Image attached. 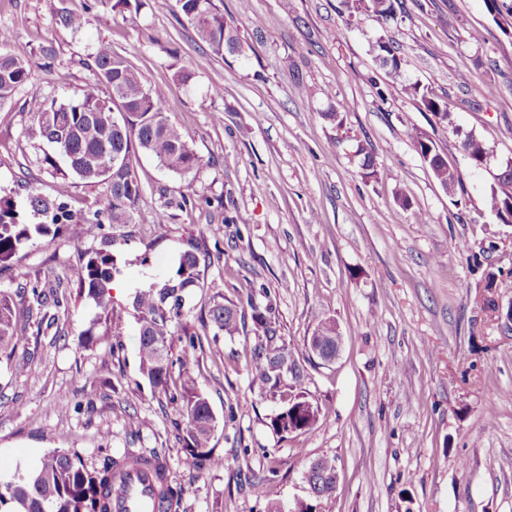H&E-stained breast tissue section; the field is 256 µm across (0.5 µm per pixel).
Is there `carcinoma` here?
I'll return each mask as SVG.
<instances>
[{"label": "carcinoma", "mask_w": 512, "mask_h": 512, "mask_svg": "<svg viewBox=\"0 0 512 512\" xmlns=\"http://www.w3.org/2000/svg\"><path fill=\"white\" fill-rule=\"evenodd\" d=\"M181 10L206 44L207 55L224 56L244 52L233 22L224 16L213 0H178ZM350 15L366 14L386 25L397 17L398 0H342ZM62 26L81 30L91 24L83 13L64 11L59 16ZM370 52L385 74L394 83L404 86L420 106L442 122L450 121L448 104L431 88L405 79L404 61L393 42L378 38L371 42ZM93 63L97 81L86 85L75 100L36 99L31 107V119L25 134L45 143L43 163L58 175L56 196L44 197L36 188L28 189L24 202L11 196L0 197V268L9 266L16 255L42 237L67 234L79 242L98 236L104 224H130L141 195V185L132 165V158L141 151L152 156L164 169L184 174L200 164V157L189 138L170 118L160 95L146 87L140 73L129 60L112 51L107 43L98 45ZM31 62L0 52V107L12 100L15 92L31 78ZM111 90L104 98L101 87ZM407 136L434 177L450 195L461 186L457 167L448 164L437 152L431 137L417 127ZM461 150L474 168H479L487 144L472 134L464 136ZM361 156V174L365 178L377 175V162L366 146L357 147ZM86 183L104 182L106 193L98 200L93 217L77 219L70 208L72 178ZM487 208L503 224H512V171L502 174L489 187L485 197ZM77 296L92 303L95 314L81 335L83 347L101 345L112 353L110 337L116 335L122 318L114 312L112 288L116 272L112 251L99 249L78 256L71 268ZM34 284L30 292L40 304L52 301L61 307L68 303L58 296L56 288ZM207 284L201 273V256L192 245L179 256L174 275L151 283L137 291L130 307L139 324L140 369L158 392L176 403L185 419L182 442L194 462L206 468L223 465V458L214 454L211 439L216 418L207 397L198 390L191 373L197 362L196 352L203 347L202 338L186 321L189 308L186 299ZM251 314L222 293L213 296L208 319L201 326L212 324L217 331L234 336L251 317L258 342L252 347L247 366L253 380L265 394L275 399L280 409L271 418L270 426L277 433H306L317 423L302 409L305 395L297 386L305 377V369L293 356L279 334L269 311L250 306ZM25 323L12 296L0 292V356L14 362L17 373L30 367L23 358L14 359L15 352L25 341ZM181 349L174 351L175 343ZM291 356V373L281 372L284 356ZM126 464H118L112 456L104 457L99 467H88L77 452L55 449L42 461L41 467L25 472L0 488V506L13 512H112V494L124 488L128 471L141 469L161 471L165 468L157 454H128ZM311 492L309 507L320 512L323 502L336 495V458L323 456L317 467L305 473ZM161 497L171 507L179 505L183 489L165 482L159 485Z\"/></svg>", "instance_id": "carcinoma-1"}]
</instances>
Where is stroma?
I'll return each instance as SVG.
<instances>
[{
  "instance_id": "35a3bbf8",
  "label": "stroma",
  "mask_w": 512,
  "mask_h": 512,
  "mask_svg": "<svg viewBox=\"0 0 512 512\" xmlns=\"http://www.w3.org/2000/svg\"><path fill=\"white\" fill-rule=\"evenodd\" d=\"M215 2L233 18L243 55L206 56L177 0H134L121 12L112 0H0L7 52L34 63L30 82L0 108V195L20 199L33 186L54 196L45 147L24 134L30 105L37 96L77 99L96 79L97 44H111L201 158L183 175L145 154L135 161L142 195L133 221L105 227L115 239V305L172 275L177 256L197 244L208 287L194 296L189 324L217 292L271 307L305 363L299 389L317 406V424L274 433L279 405L245 366L256 336L207 328L194 377L224 464L197 468L176 404L140 371L136 319L125 316L108 354L80 346L94 308L75 288L59 310L23 293L69 278L78 249L104 245L105 237L79 245L60 234L35 240L0 272V291L28 317L19 352L32 363L18 375L0 362V484L56 448L78 449L91 466L107 454L154 451L183 488L176 512H266L268 500L290 507L305 497L307 466L330 456L336 496L322 512H512V325L498 313L512 304V224L484 205L494 174L512 160V0L498 13L487 0H401L386 26L348 15L341 0ZM64 10L89 11L91 25L62 27ZM379 37L399 47L410 81L447 102L451 123L401 88L378 98L385 74L369 44ZM47 45L49 58L40 54ZM490 84L498 94L482 96ZM411 126L460 170L455 196L408 139ZM467 133L493 148L488 168L461 152ZM361 143L372 148L376 178L361 177ZM401 190L410 207L398 203ZM324 320L341 337L329 363L307 347ZM62 396L71 400L65 411ZM246 474L263 480L265 496L251 492Z\"/></svg>"
}]
</instances>
